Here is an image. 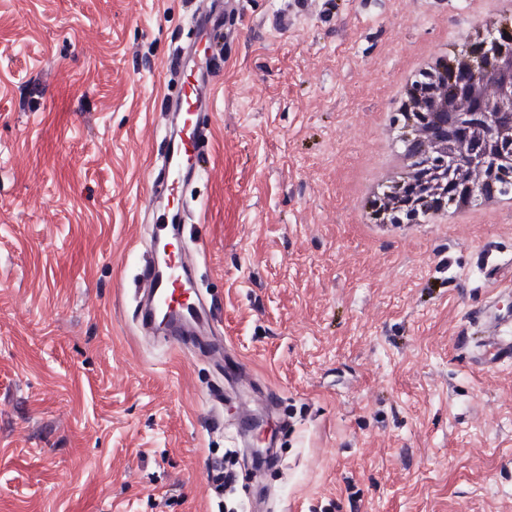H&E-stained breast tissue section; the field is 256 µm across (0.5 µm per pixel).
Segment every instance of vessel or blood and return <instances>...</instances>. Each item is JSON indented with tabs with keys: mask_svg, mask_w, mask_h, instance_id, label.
<instances>
[{
	"mask_svg": "<svg viewBox=\"0 0 512 512\" xmlns=\"http://www.w3.org/2000/svg\"><path fill=\"white\" fill-rule=\"evenodd\" d=\"M307 0H286L270 24L287 32L293 17L303 15ZM240 0H199L191 13L197 43L170 52L171 85L165 86L160 112L171 119L161 161L151 171L144 197L146 210L153 214L149 226L150 252L140 266L137 295L136 333L176 349L186 345L220 349L225 378L245 373L243 357L223 337L214 333L218 320L214 306L208 305L194 278L204 242L186 239L184 227L191 211L184 189L206 174L211 162L208 125L214 112L218 84L216 73L223 68L221 57L210 52L211 38L232 41L237 36L230 25L240 13ZM484 277L497 292L512 290L494 258H486ZM471 332L463 336L462 350L474 353L477 364L493 368L512 362V313L488 299L469 315Z\"/></svg>",
	"mask_w": 512,
	"mask_h": 512,
	"instance_id": "obj_1",
	"label": "vessel or blood"
}]
</instances>
